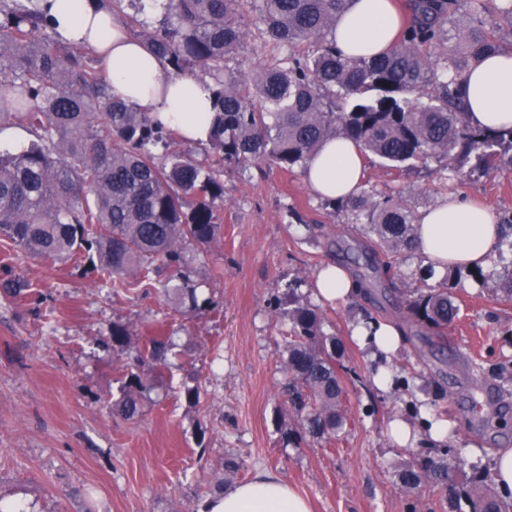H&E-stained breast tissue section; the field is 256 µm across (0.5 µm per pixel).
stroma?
Returning a JSON list of instances; mask_svg holds the SVG:
<instances>
[{
  "instance_id": "35a3bbf8",
  "label": "stroma",
  "mask_w": 512,
  "mask_h": 512,
  "mask_svg": "<svg viewBox=\"0 0 512 512\" xmlns=\"http://www.w3.org/2000/svg\"><path fill=\"white\" fill-rule=\"evenodd\" d=\"M362 186L417 215L451 194L512 214V172L460 178L442 158L396 168L365 156ZM219 216L220 239L187 253L192 285L214 303L194 317L160 290L116 295L96 273L28 258L0 237V283L28 285L18 299L0 292V500L26 512H202L205 486L267 471L313 512H452L440 488L401 489L398 474L414 449L390 440L389 423L419 426L429 408L452 424L448 446L486 470L495 452L512 448V300L463 269L425 276L418 250L401 252L396 288L374 282L322 306L321 331L340 345L347 423L336 439H297L284 406L281 305L295 280L313 300L315 274L332 261L329 239L352 243L369 238V229L351 207L316 197L298 167L225 169ZM436 288L460 307L443 346L406 308L409 297ZM361 317L401 334L392 393L373 387L375 365L350 336ZM116 323L130 331L131 350L156 333L173 342L150 400L132 419L108 407L126 373L104 345ZM186 384L200 389L196 405L181 395ZM230 455L240 463L231 478Z\"/></svg>"
}]
</instances>
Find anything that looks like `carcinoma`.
I'll return each mask as SVG.
<instances>
[{"label":"carcinoma","mask_w":512,"mask_h":512,"mask_svg":"<svg viewBox=\"0 0 512 512\" xmlns=\"http://www.w3.org/2000/svg\"><path fill=\"white\" fill-rule=\"evenodd\" d=\"M143 25L142 0H113ZM259 3L257 29L266 42L318 44L311 54L289 52L253 71L229 69L247 33L246 3ZM345 0H166L159 28L139 39L161 57L167 73L193 75L214 85L216 131L202 159L179 149L180 136L112 95L95 57L60 44L38 0H0V121L26 129L31 140L18 153H0V237L35 257L92 264L105 286L129 291L168 273L162 290L193 311L209 308L189 286L186 250L205 248L222 231L216 202L224 199V166L267 163L291 170L328 139L344 136L390 166L414 158L453 159L466 154L470 173L512 167V130L470 126L457 85L479 59L512 45V26L488 29L495 14L512 21V4L498 0H412V17L398 43L379 56L346 58L330 36ZM467 9L475 25L448 43V18ZM433 86L426 92L427 86ZM356 220L377 240L363 241L351 257L374 279L396 268L395 255L415 243L414 213L400 200L364 191L353 200ZM504 250L512 251V216L503 217ZM285 368L289 410L304 432L338 436L346 423L336 369V338L319 333L320 316L289 286ZM420 326L442 341L458 308L448 289L408 302ZM112 350L122 353L130 332L118 323ZM170 338L150 340L127 367L113 410L133 418L166 360ZM465 460L456 449L417 454L399 473L406 492L432 483L470 512H512L474 472L457 480Z\"/></svg>","instance_id":"cac0c4a2"}]
</instances>
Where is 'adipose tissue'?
<instances>
[{"label": "adipose tissue", "mask_w": 512, "mask_h": 512, "mask_svg": "<svg viewBox=\"0 0 512 512\" xmlns=\"http://www.w3.org/2000/svg\"><path fill=\"white\" fill-rule=\"evenodd\" d=\"M60 40L87 49L104 62L102 76L115 97L149 113L164 127L177 130L191 144L205 145L213 133V87L195 77L171 76L161 61L114 14L109 0H41ZM399 31L390 0H347L333 39L347 57L369 56L389 49ZM469 124L498 131L512 128V53L499 52L472 66L460 81ZM363 155L351 140H328L307 160L303 175L321 198H349L361 183ZM500 228L485 206L456 195L424 211L416 226V247L435 273L463 268L492 273ZM355 282L342 267L323 266L314 294L338 303L353 296ZM353 333L368 357L378 363L375 386L393 388V356L401 347L395 326L357 320ZM206 512H310L307 501L279 476L257 473L250 481L208 500Z\"/></svg>", "instance_id": "obj_1"}]
</instances>
